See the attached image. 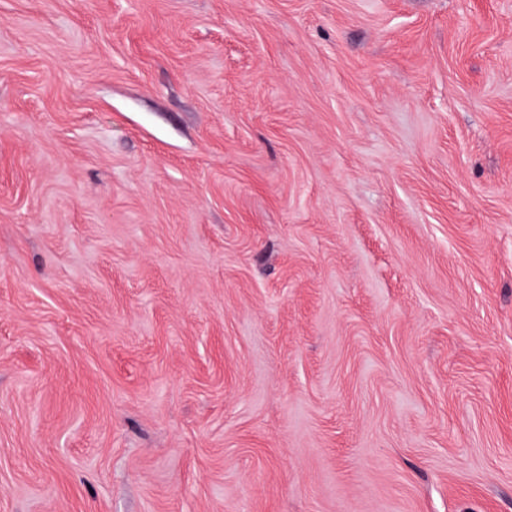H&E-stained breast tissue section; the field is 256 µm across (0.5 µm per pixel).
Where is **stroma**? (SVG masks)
Listing matches in <instances>:
<instances>
[{"label":"stroma","instance_id":"1","mask_svg":"<svg viewBox=\"0 0 512 512\" xmlns=\"http://www.w3.org/2000/svg\"><path fill=\"white\" fill-rule=\"evenodd\" d=\"M0 512H512V0H0Z\"/></svg>","mask_w":512,"mask_h":512}]
</instances>
